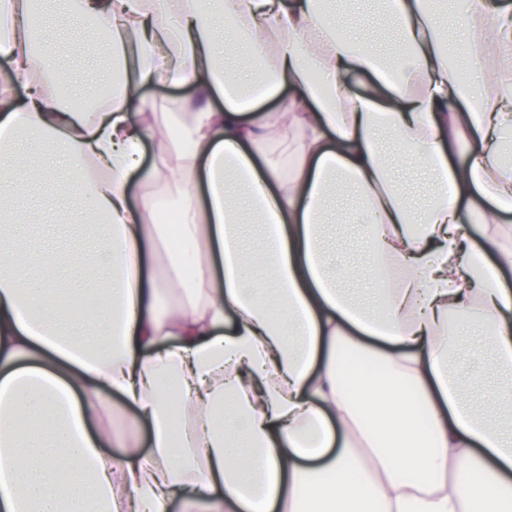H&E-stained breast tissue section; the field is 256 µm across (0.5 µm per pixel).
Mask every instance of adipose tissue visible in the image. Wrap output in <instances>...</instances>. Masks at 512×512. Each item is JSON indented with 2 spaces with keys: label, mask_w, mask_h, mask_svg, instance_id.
<instances>
[{
  "label": "adipose tissue",
  "mask_w": 512,
  "mask_h": 512,
  "mask_svg": "<svg viewBox=\"0 0 512 512\" xmlns=\"http://www.w3.org/2000/svg\"><path fill=\"white\" fill-rule=\"evenodd\" d=\"M384 4L388 59L319 0H82L118 78L78 109L46 88L55 52L30 50L33 0H0V512H512V428L492 424L512 406V243L460 213L512 208V5L455 0L452 31L432 0ZM156 79L224 107L143 111ZM30 143L61 165L19 169ZM140 173L163 199L133 202ZM32 178L103 239L19 249L14 225L57 220L13 196ZM334 189L368 246L363 298L325 251Z\"/></svg>",
  "instance_id": "ef3b65f1"
}]
</instances>
